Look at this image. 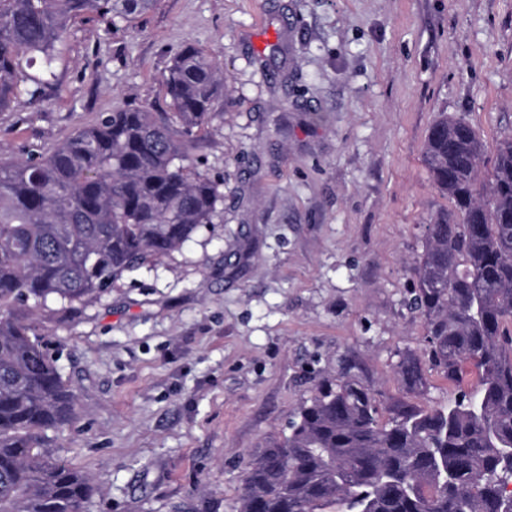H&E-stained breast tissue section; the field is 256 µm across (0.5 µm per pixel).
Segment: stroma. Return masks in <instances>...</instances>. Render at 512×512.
Wrapping results in <instances>:
<instances>
[{
    "label": "stroma",
    "instance_id": "1",
    "mask_svg": "<svg viewBox=\"0 0 512 512\" xmlns=\"http://www.w3.org/2000/svg\"><path fill=\"white\" fill-rule=\"evenodd\" d=\"M185 44L227 78L192 150L212 222L93 301L27 314L79 397L51 438L91 480L86 512H241L247 463L323 377L388 409L426 349L409 267L446 203L427 131L445 112L487 151L512 136V0H157L126 28L77 18L41 96L0 112V153L167 111Z\"/></svg>",
    "mask_w": 512,
    "mask_h": 512
}]
</instances>
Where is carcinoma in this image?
<instances>
[{"label":"carcinoma","instance_id":"carcinoma-1","mask_svg":"<svg viewBox=\"0 0 512 512\" xmlns=\"http://www.w3.org/2000/svg\"><path fill=\"white\" fill-rule=\"evenodd\" d=\"M155 4L0 0V110L40 96L72 20L116 27ZM35 65L38 79L25 74ZM163 84L167 112L126 105L47 154L0 155V512H84L94 492L48 442L78 417V395L17 307L96 298L212 222L220 192L190 147L221 113L223 73L184 45ZM485 154L464 118L444 112L428 132L425 163L448 201L411 267L428 358L397 365L408 394L427 390V360L455 386L473 365L475 388L438 407L401 398L383 421L370 389L322 379L250 463L243 512H512V137L480 190Z\"/></svg>","mask_w":512,"mask_h":512}]
</instances>
